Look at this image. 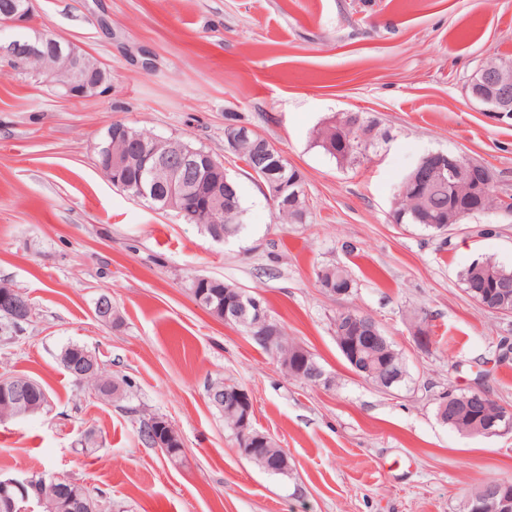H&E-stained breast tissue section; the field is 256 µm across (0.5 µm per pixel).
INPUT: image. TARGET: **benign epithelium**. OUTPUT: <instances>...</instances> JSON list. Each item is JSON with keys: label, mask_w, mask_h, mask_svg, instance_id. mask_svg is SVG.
I'll use <instances>...</instances> for the list:
<instances>
[{"label": "benign epithelium", "mask_w": 512, "mask_h": 512, "mask_svg": "<svg viewBox=\"0 0 512 512\" xmlns=\"http://www.w3.org/2000/svg\"><path fill=\"white\" fill-rule=\"evenodd\" d=\"M32 0H19L14 10L0 20L3 28H27L32 15ZM45 54H51L62 61L61 67L53 70H41L38 76L58 88L59 94L67 99L85 98L91 94H100L112 87L111 75L96 60L82 52L78 46L57 37H50L36 29L34 36L24 43L12 39L0 41V57L9 60L18 71L28 69L29 63ZM469 101L482 104V111L498 115L512 116V66L496 71L479 68L470 76L466 86ZM256 162L249 170L263 186L273 206L278 208L286 205L288 183L280 177L286 169L285 158L281 150L265 137L254 139ZM138 163V193L148 196V192L164 191L165 209L176 210L187 221L200 224L203 214L219 209L233 214L234 209L224 205V191L215 188L207 198L203 208L188 210L181 204L194 184L203 180L202 164L196 152L191 149H176L167 156H156L145 146H140L135 158ZM425 161L433 164V170L439 174L448 173L453 181H465L471 188V194L483 199L493 188L494 173L486 164L467 158L459 153L433 152ZM236 304L239 313L245 317L252 314L249 325L251 335L264 334L269 322V315L263 311L261 303L246 290H235ZM350 320L358 323L359 330L368 331L373 340L364 342L371 346L377 342L384 344L382 334L375 320L365 321L363 314H350ZM231 398L239 407L235 434L237 451L240 456L250 458L256 452L260 441L265 435L251 425L254 402L250 392L242 387L234 389ZM512 431V409L507 407L495 418L476 426L474 433L485 436H499ZM29 478H8L0 480V509L3 512H33V507H20L16 495L22 501H28L26 488ZM489 492L499 498L500 512H512V489L492 485Z\"/></svg>", "instance_id": "1"}]
</instances>
